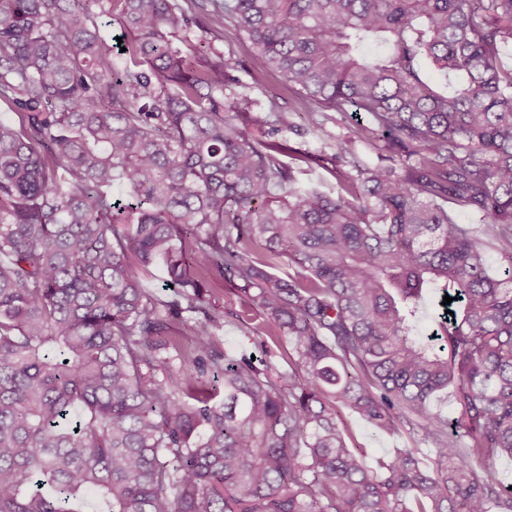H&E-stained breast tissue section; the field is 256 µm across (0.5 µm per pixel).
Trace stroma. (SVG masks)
Wrapping results in <instances>:
<instances>
[{"instance_id": "35a3bbf8", "label": "stroma", "mask_w": 512, "mask_h": 512, "mask_svg": "<svg viewBox=\"0 0 512 512\" xmlns=\"http://www.w3.org/2000/svg\"><path fill=\"white\" fill-rule=\"evenodd\" d=\"M212 43L218 52L233 56L236 61L231 72L235 80L231 90L237 97L248 98L262 109L269 96H276L277 111L287 122L280 133L282 143L288 149L284 160L302 168L303 183H314L327 191L335 189L334 155L336 142L341 138L355 140L356 154L363 163L370 166L380 163L381 150L357 140L360 125L368 121L367 114L351 111L339 114L328 110L317 119L321 122L320 129H313L314 119L302 107L298 94L288 90L277 73L261 70L255 48L244 32L225 28L213 37ZM342 422L349 446L363 449L369 467H376L378 459L388 457L394 449L410 445L407 435L382 434L355 415L344 414Z\"/></svg>"}]
</instances>
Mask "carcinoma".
I'll list each match as a JSON object with an SVG mask.
<instances>
[{
  "label": "carcinoma",
  "instance_id": "carcinoma-1",
  "mask_svg": "<svg viewBox=\"0 0 512 512\" xmlns=\"http://www.w3.org/2000/svg\"><path fill=\"white\" fill-rule=\"evenodd\" d=\"M228 25L390 164L340 139L356 174L299 181L190 39ZM510 43L512 0H0V512H512L476 468L512 457ZM229 318L288 369L227 357ZM345 411L431 464L368 468Z\"/></svg>",
  "mask_w": 512,
  "mask_h": 512
}]
</instances>
